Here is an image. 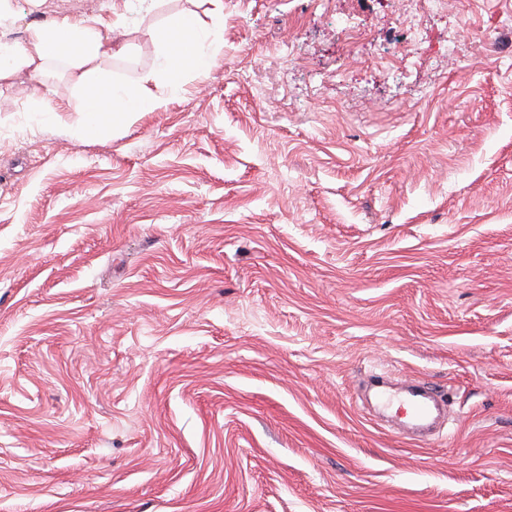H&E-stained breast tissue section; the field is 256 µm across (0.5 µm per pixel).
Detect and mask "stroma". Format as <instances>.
Wrapping results in <instances>:
<instances>
[{
	"label": "stroma",
	"instance_id": "stroma-1",
	"mask_svg": "<svg viewBox=\"0 0 512 512\" xmlns=\"http://www.w3.org/2000/svg\"><path fill=\"white\" fill-rule=\"evenodd\" d=\"M10 4L122 18L129 87L170 17L221 45L98 134L66 65L0 80V512H512V0ZM376 396L381 410L393 407L395 402L399 404L397 413L405 416V420L401 422L402 429L426 431V436L430 435L429 430L435 420L434 413L447 408L448 404L445 392L419 382L409 385L401 397L386 391L384 385L380 384Z\"/></svg>",
	"mask_w": 512,
	"mask_h": 512
}]
</instances>
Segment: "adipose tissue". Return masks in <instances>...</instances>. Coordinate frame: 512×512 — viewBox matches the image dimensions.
Masks as SVG:
<instances>
[{
	"mask_svg": "<svg viewBox=\"0 0 512 512\" xmlns=\"http://www.w3.org/2000/svg\"><path fill=\"white\" fill-rule=\"evenodd\" d=\"M119 28L116 21L67 16L31 23L25 39L0 40V79L20 70L37 77L48 60L64 61L71 81L82 94V125L85 130L96 131L130 114L161 107L164 89L178 88L184 74L203 73L212 65L215 41L192 15L184 13L155 29L160 52L154 70L136 87L118 84L105 65L124 52L114 38Z\"/></svg>",
	"mask_w": 512,
	"mask_h": 512,
	"instance_id": "adipose-tissue-1",
	"label": "adipose tissue"
}]
</instances>
